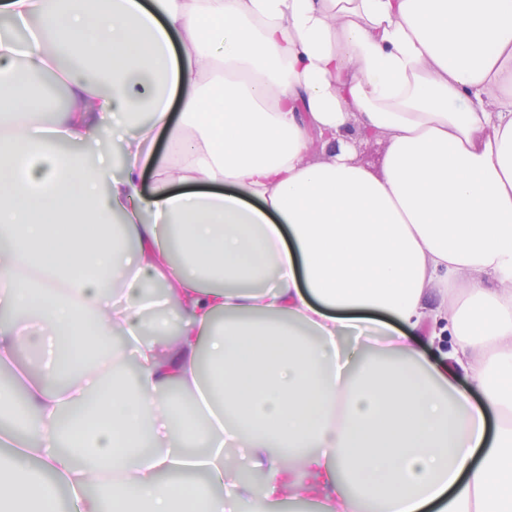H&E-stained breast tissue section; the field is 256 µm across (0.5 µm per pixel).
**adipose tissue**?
Returning a JSON list of instances; mask_svg holds the SVG:
<instances>
[{
    "label": "adipose tissue",
    "instance_id": "obj_1",
    "mask_svg": "<svg viewBox=\"0 0 512 512\" xmlns=\"http://www.w3.org/2000/svg\"><path fill=\"white\" fill-rule=\"evenodd\" d=\"M1 16L0 364L40 357L0 394V512H512V0ZM384 151L385 141L383 138L378 137L371 142L363 143V149L361 154H358V158L364 165L378 170L381 167Z\"/></svg>",
    "mask_w": 512,
    "mask_h": 512
}]
</instances>
